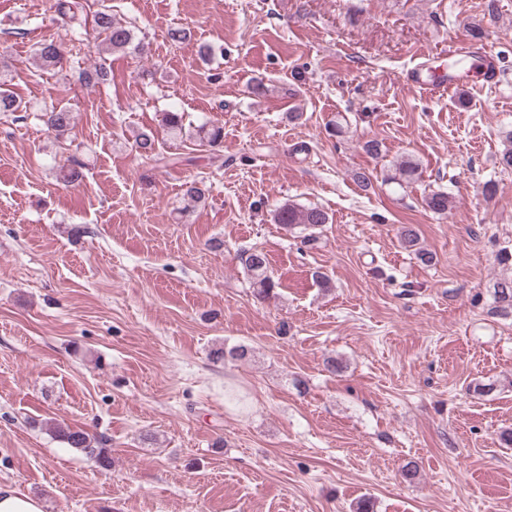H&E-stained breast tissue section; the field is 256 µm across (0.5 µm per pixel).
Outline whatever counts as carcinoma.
I'll list each match as a JSON object with an SVG mask.
<instances>
[{
	"label": "carcinoma",
	"mask_w": 512,
	"mask_h": 512,
	"mask_svg": "<svg viewBox=\"0 0 512 512\" xmlns=\"http://www.w3.org/2000/svg\"><path fill=\"white\" fill-rule=\"evenodd\" d=\"M53 11L52 21L62 27H68L74 32H79L92 24V29L101 37L99 49L109 52L130 53L139 49V44L134 42L133 29L112 17L109 7L105 6L92 17L83 15V5L76 0H53L50 6ZM35 55L40 66L45 70H51L61 63V55L58 46L50 39H43L37 43ZM107 70L102 66L82 68L78 72V82L85 86H95L107 79ZM27 111V106L21 104L8 88L6 80L0 77V113L13 115V121L23 119L21 113ZM37 119L49 131L64 132L71 125L73 115L65 107L51 106L37 114ZM162 128L166 135L173 140H181L185 137L194 139L210 147L219 146L224 139V128L217 125L202 123L197 126L185 125V113L169 111L162 115ZM136 149L139 153L157 162L163 161L155 152L154 136L142 132L136 137ZM83 162L72 156L68 164L63 166L60 176L67 184H78L83 179ZM425 209L435 214H446L454 207V198L446 192H431L423 199ZM276 223L292 231L296 228L304 232L301 243L308 246L316 241L312 230L329 223V215L319 207H305L295 203H284L275 214ZM403 247L413 252L420 261L429 263L433 255L419 246L417 232L405 227L400 233ZM241 261L252 280V286L256 294L262 298L268 297L276 288V283L269 274L268 259L264 252L259 250H245L241 254ZM491 313L512 318V276L496 280L490 290ZM55 433L70 447L83 452L94 459L101 467L112 465L105 448L104 442L95 440L81 429L58 426Z\"/></svg>",
	"instance_id": "cac0c4a2"
}]
</instances>
